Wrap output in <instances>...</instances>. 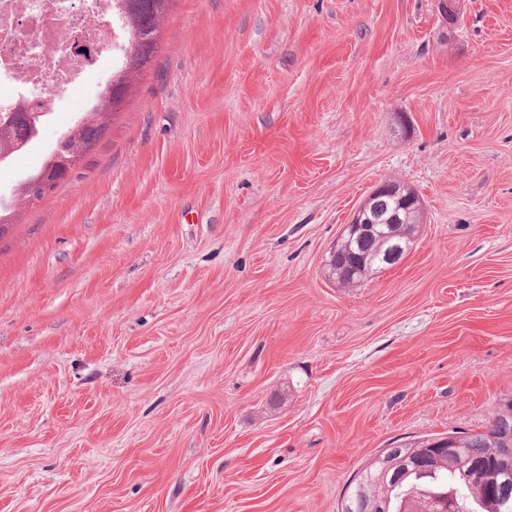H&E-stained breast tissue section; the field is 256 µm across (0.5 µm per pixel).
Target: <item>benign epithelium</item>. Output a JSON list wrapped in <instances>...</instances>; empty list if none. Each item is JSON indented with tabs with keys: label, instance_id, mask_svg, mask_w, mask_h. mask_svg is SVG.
Listing matches in <instances>:
<instances>
[{
	"label": "benign epithelium",
	"instance_id": "1",
	"mask_svg": "<svg viewBox=\"0 0 512 512\" xmlns=\"http://www.w3.org/2000/svg\"><path fill=\"white\" fill-rule=\"evenodd\" d=\"M44 113V101L32 93L24 98L18 117L35 125ZM78 164L75 158L60 155L53 165L39 174L30 176L24 185L30 198L38 201L52 191L58 181L69 177ZM423 211L419 195L400 183L385 181L376 185L364 202L355 210L348 224L330 251L328 266L331 273L343 285L360 281L373 267L382 269L399 265L412 248L413 236L407 213ZM455 435L446 434L429 439L414 465L426 461L432 451L447 450L453 453ZM454 495L424 497L420 490H412L404 496L405 512H453Z\"/></svg>",
	"mask_w": 512,
	"mask_h": 512
}]
</instances>
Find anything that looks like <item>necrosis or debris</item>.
Instances as JSON below:
<instances>
[{"label":"necrosis or debris","mask_w":512,"mask_h":512,"mask_svg":"<svg viewBox=\"0 0 512 512\" xmlns=\"http://www.w3.org/2000/svg\"><path fill=\"white\" fill-rule=\"evenodd\" d=\"M48 0H0V107L16 105L31 88L45 103L62 98L91 75L112 47L85 31L67 10L71 0L44 19Z\"/></svg>","instance_id":"4bbe7bcc"}]
</instances>
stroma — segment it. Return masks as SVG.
Segmentation results:
<instances>
[{
	"instance_id": "obj_1",
	"label": "stroma",
	"mask_w": 512,
	"mask_h": 512,
	"mask_svg": "<svg viewBox=\"0 0 512 512\" xmlns=\"http://www.w3.org/2000/svg\"><path fill=\"white\" fill-rule=\"evenodd\" d=\"M73 176L0 232V512H341L512 399V0H171ZM116 55L0 167L34 173ZM382 181L398 266H326Z\"/></svg>"
}]
</instances>
